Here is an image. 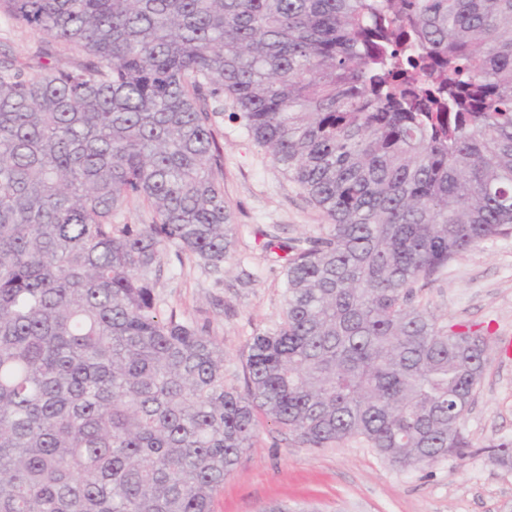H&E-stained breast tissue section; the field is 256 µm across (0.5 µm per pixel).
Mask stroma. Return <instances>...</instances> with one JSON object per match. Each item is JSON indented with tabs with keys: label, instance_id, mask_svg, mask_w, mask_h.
<instances>
[{
	"label": "stroma",
	"instance_id": "stroma-1",
	"mask_svg": "<svg viewBox=\"0 0 512 512\" xmlns=\"http://www.w3.org/2000/svg\"><path fill=\"white\" fill-rule=\"evenodd\" d=\"M42 43L40 34L0 15V55L14 57L26 75L84 60L65 45L55 46L49 60L39 59ZM212 125L223 148L224 197L238 226L234 250L218 274L195 257L179 259L174 249L165 250L155 293L161 316L176 313L222 343L224 368L240 387L251 336L275 329L283 318L284 267L266 249L267 233L314 238L326 218L230 111L213 113ZM415 302L444 329L488 340L485 375L463 422L473 452L407 470L361 440L306 448L267 422L215 495L213 512H267L280 502L313 512H512V470L495 466L483 451L490 441L512 440V354L503 349L504 338L512 337V235L449 262L416 290Z\"/></svg>",
	"mask_w": 512,
	"mask_h": 512
}]
</instances>
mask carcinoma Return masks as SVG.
<instances>
[{"instance_id":"1","label":"carcinoma","mask_w":512,"mask_h":512,"mask_svg":"<svg viewBox=\"0 0 512 512\" xmlns=\"http://www.w3.org/2000/svg\"><path fill=\"white\" fill-rule=\"evenodd\" d=\"M75 70L0 59V512H212L260 430L462 458L485 337L414 290L512 235V0H0ZM327 215L286 252L284 311L221 342L155 285L168 247L236 242L208 100ZM147 224H114L128 204ZM512 468V441L486 446Z\"/></svg>"}]
</instances>
